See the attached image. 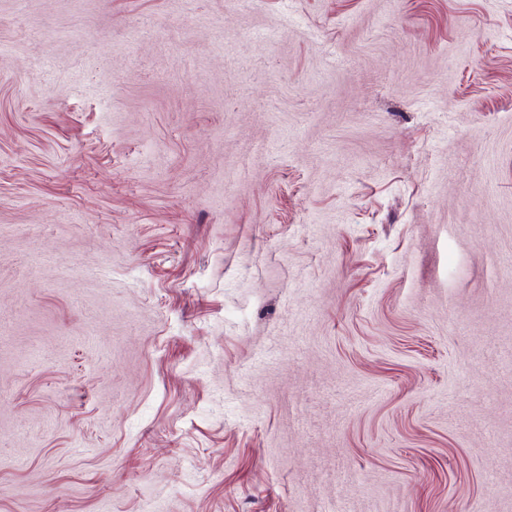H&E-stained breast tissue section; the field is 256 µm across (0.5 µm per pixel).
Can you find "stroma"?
Returning <instances> with one entry per match:
<instances>
[{"instance_id": "stroma-1", "label": "stroma", "mask_w": 512, "mask_h": 512, "mask_svg": "<svg viewBox=\"0 0 512 512\" xmlns=\"http://www.w3.org/2000/svg\"><path fill=\"white\" fill-rule=\"evenodd\" d=\"M0 512H512V0H0Z\"/></svg>"}]
</instances>
